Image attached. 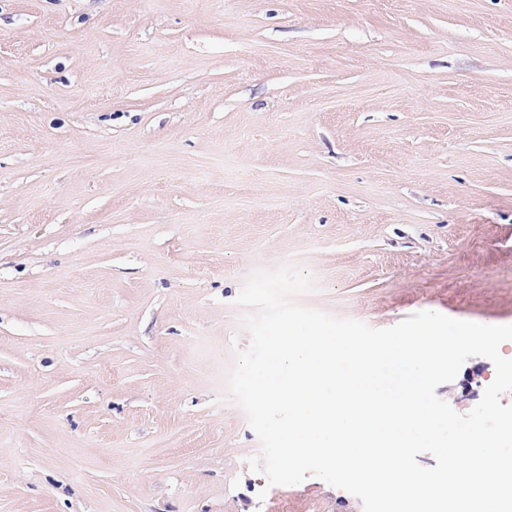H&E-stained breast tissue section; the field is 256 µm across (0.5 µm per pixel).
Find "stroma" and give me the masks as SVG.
Listing matches in <instances>:
<instances>
[{
	"label": "stroma",
	"instance_id": "35a3bbf8",
	"mask_svg": "<svg viewBox=\"0 0 512 512\" xmlns=\"http://www.w3.org/2000/svg\"><path fill=\"white\" fill-rule=\"evenodd\" d=\"M286 264L512 325V0H0V512H363L250 466L236 298Z\"/></svg>",
	"mask_w": 512,
	"mask_h": 512
}]
</instances>
